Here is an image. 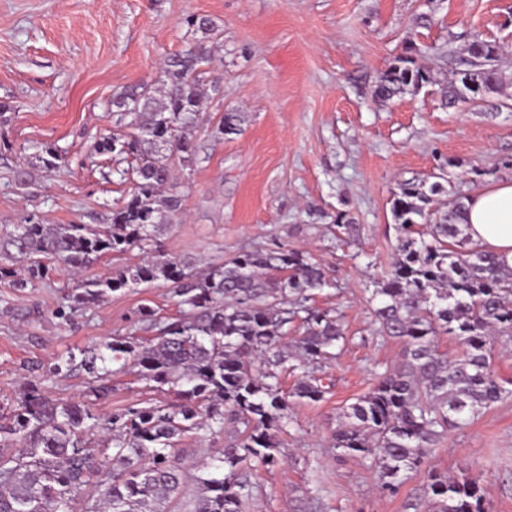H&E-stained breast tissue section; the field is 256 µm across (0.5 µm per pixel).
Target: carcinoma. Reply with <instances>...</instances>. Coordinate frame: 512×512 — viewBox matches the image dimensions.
<instances>
[{"mask_svg": "<svg viewBox=\"0 0 512 512\" xmlns=\"http://www.w3.org/2000/svg\"><path fill=\"white\" fill-rule=\"evenodd\" d=\"M200 38L163 62V83L127 86L112 96L125 127L93 142L99 155L129 161L134 185L107 215L105 224H42L28 220L0 232V277L24 290L53 274L82 280L61 296L54 318L73 316L126 288L163 282L172 289L178 316L163 321L140 305L129 336L57 356L50 372L84 371L102 380L111 365L167 386L176 407L128 408L109 416L48 395L29 383L17 408L0 423V445L22 446L0 454V512H73L88 485L97 496L83 512H172L188 483L196 494L188 512H245L256 486L252 471L279 463L280 435L291 401L318 402L328 392L315 375L345 343L336 314L312 304L331 286L312 254L286 245L245 250L202 275L193 262L173 258L157 236L183 208L179 174L197 162L191 131L201 119L202 90L210 83L212 55L219 49L215 24L203 15L186 19ZM502 56L489 42H472L465 68L448 76L447 104L476 102L497 89ZM431 82L428 72L399 57L382 74L375 94L390 100ZM240 112H224L213 133L241 132ZM65 163L51 143L34 147L15 171L25 185L37 169ZM407 180L391 200L394 259L372 296L381 334L404 343L396 367L374 373L372 388L345 407L333 434L334 448L369 462L380 488L395 492L431 457L448 430L468 424L512 396L490 367V339L512 338V267L473 242L457 223L467 197ZM146 255L102 277H86L101 259L133 249ZM302 332L288 340L295 321ZM155 335L143 338L135 327ZM455 337L461 354L450 358L438 337ZM300 371L289 391L282 370ZM224 434V448L188 472L180 445L199 432ZM428 512H487L477 483L428 471Z\"/></svg>", "mask_w": 512, "mask_h": 512, "instance_id": "obj_1", "label": "carcinoma"}]
</instances>
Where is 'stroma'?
Returning a JSON list of instances; mask_svg holds the SVG:
<instances>
[{
    "instance_id": "stroma-1",
    "label": "stroma",
    "mask_w": 512,
    "mask_h": 512,
    "mask_svg": "<svg viewBox=\"0 0 512 512\" xmlns=\"http://www.w3.org/2000/svg\"><path fill=\"white\" fill-rule=\"evenodd\" d=\"M213 20L220 49L218 89L204 88L193 131L198 162L182 213L158 238L170 256L206 273L238 253L285 244L312 253L331 285L317 306L338 309L347 342L324 373L335 385L317 403L293 402L280 462L258 470L246 512H427L429 469L476 480L489 512H512V398L471 424L449 430L426 469L396 493L375 472L340 455L332 433L342 410L372 386L377 368L402 361L404 344L380 335L375 283L394 258L391 199L400 182L447 171V188L466 196L512 179V0H0V227L102 224L108 204L130 190L114 163L92 154L113 129L115 91L157 83L165 57L193 35L188 16ZM503 44L502 84L474 103L443 107L448 74L472 41ZM430 69L432 84L381 100L375 88L395 57ZM244 116L239 135L215 139L222 112ZM52 143L66 152L59 171L35 172L18 189L25 150ZM347 214L351 244L336 241L333 219ZM68 275L17 292L0 278V415L27 383L45 380L52 397L112 414L174 404L135 375H112L94 397L85 374L47 377L55 356L126 336L144 303L160 316L178 306L158 282L120 290L63 323L52 315Z\"/></svg>"
}]
</instances>
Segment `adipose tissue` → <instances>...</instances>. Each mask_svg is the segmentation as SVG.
Segmentation results:
<instances>
[{
	"label": "adipose tissue",
	"mask_w": 512,
	"mask_h": 512,
	"mask_svg": "<svg viewBox=\"0 0 512 512\" xmlns=\"http://www.w3.org/2000/svg\"><path fill=\"white\" fill-rule=\"evenodd\" d=\"M463 221L473 242L512 266V179L476 192L466 203Z\"/></svg>",
	"instance_id": "obj_1"
}]
</instances>
